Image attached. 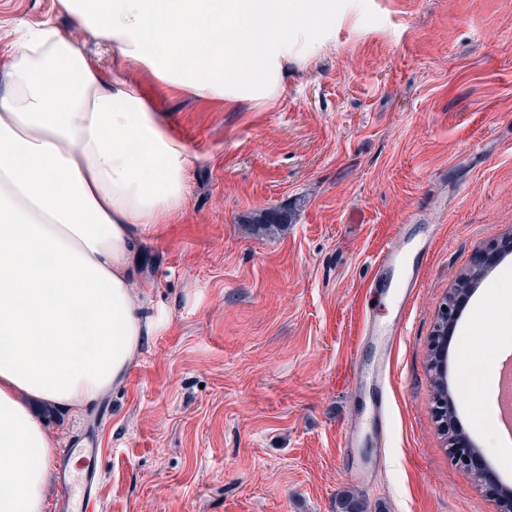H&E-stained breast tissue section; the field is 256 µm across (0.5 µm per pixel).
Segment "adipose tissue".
Returning <instances> with one entry per match:
<instances>
[{
    "label": "adipose tissue",
    "mask_w": 512,
    "mask_h": 512,
    "mask_svg": "<svg viewBox=\"0 0 512 512\" xmlns=\"http://www.w3.org/2000/svg\"><path fill=\"white\" fill-rule=\"evenodd\" d=\"M65 24L0 36V512H49L59 439L123 385L156 324L131 288L138 247L188 202L193 154L138 78L227 103L269 100L300 25L333 0H58ZM104 39L102 69L73 37ZM191 58L179 68L175 58Z\"/></svg>",
    "instance_id": "adipose-tissue-1"
}]
</instances>
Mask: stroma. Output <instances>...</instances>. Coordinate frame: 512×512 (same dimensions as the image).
Instances as JSON below:
<instances>
[{"label": "stroma", "instance_id": "35a3bbf8", "mask_svg": "<svg viewBox=\"0 0 512 512\" xmlns=\"http://www.w3.org/2000/svg\"><path fill=\"white\" fill-rule=\"evenodd\" d=\"M295 35L273 100L227 104L142 85L194 155L191 204L134 258L147 317L123 386L64 444L100 450L91 512H498L451 458L430 344L457 279L512 232V0H335ZM60 20L55 0H0V21ZM277 210L286 222L267 231ZM430 243L423 285L387 365L378 430L356 353L365 319L394 317L371 285L395 225ZM512 255L456 322L448 388L490 468L512 487V442L470 406V359L512 349ZM354 447H342L347 425ZM371 482L357 485L355 474Z\"/></svg>", "mask_w": 512, "mask_h": 512}]
</instances>
